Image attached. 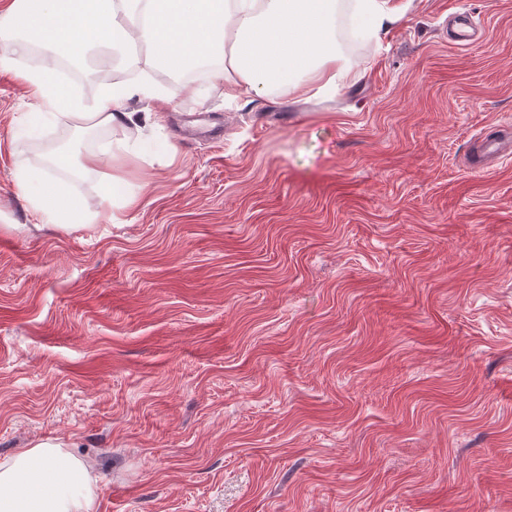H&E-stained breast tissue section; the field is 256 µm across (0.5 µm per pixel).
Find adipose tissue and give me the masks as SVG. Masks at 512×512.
<instances>
[{
	"instance_id": "1",
	"label": "adipose tissue",
	"mask_w": 512,
	"mask_h": 512,
	"mask_svg": "<svg viewBox=\"0 0 512 512\" xmlns=\"http://www.w3.org/2000/svg\"><path fill=\"white\" fill-rule=\"evenodd\" d=\"M336 0H0V70L36 45L81 59L89 44L110 48L138 42L150 59L175 71L205 69L208 83L226 96L248 99L275 88L302 99L331 93L347 73L337 63ZM389 0H356L351 28L362 38L387 33L405 14ZM40 105V120L61 116L114 127L132 120L131 100L163 102L151 82L98 89L92 105L73 97L57 78V62L21 72ZM91 153L74 160L51 156L46 170L21 169L15 183L32 211L51 226L69 229L96 221L86 200L50 177V169L92 172ZM98 487L63 442L38 441L0 463V512H96Z\"/></svg>"
}]
</instances>
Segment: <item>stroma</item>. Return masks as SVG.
Instances as JSON below:
<instances>
[{
  "mask_svg": "<svg viewBox=\"0 0 512 512\" xmlns=\"http://www.w3.org/2000/svg\"><path fill=\"white\" fill-rule=\"evenodd\" d=\"M333 95L252 101L93 48L71 91L155 78L167 109L61 119L0 72V462L57 439L96 512H512V0H392ZM486 25L449 45V12ZM98 220L37 227L14 173ZM102 158L97 153H91L84 156L77 164L73 157L66 152H57L50 158V168L59 170H74V167L83 172H94L102 162Z\"/></svg>",
  "mask_w": 512,
  "mask_h": 512,
  "instance_id": "stroma-1",
  "label": "stroma"
}]
</instances>
